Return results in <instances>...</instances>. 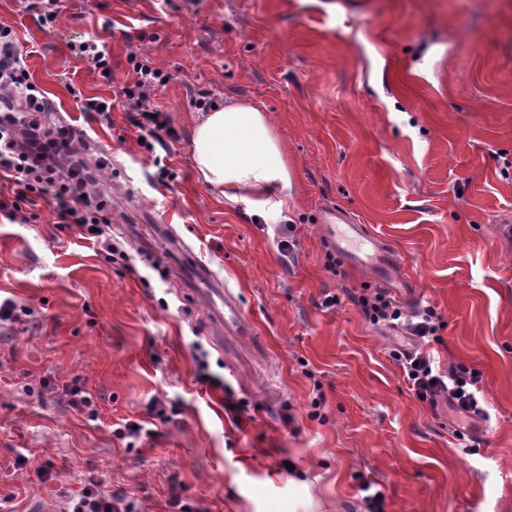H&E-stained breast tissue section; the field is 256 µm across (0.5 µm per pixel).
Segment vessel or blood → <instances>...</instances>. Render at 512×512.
Instances as JSON below:
<instances>
[{
    "instance_id": "vessel-or-blood-1",
    "label": "vessel or blood",
    "mask_w": 512,
    "mask_h": 512,
    "mask_svg": "<svg viewBox=\"0 0 512 512\" xmlns=\"http://www.w3.org/2000/svg\"><path fill=\"white\" fill-rule=\"evenodd\" d=\"M323 237L328 246L337 252L344 264L353 269L369 271L378 286L392 289L396 298H409L415 295L414 283L403 277L399 262L391 249L367 232L364 225L350 223L341 211L331 209L321 217ZM150 239L167 238L174 243L176 253L186 257L189 246L178 235L172 225L150 224L146 227ZM194 284L198 285V295L210 303L216 323L222 324L225 334L244 340L255 335L253 322L243 314L238 301L232 296L223 281L203 264L191 267Z\"/></svg>"
}]
</instances>
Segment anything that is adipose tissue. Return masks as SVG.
<instances>
[{
    "label": "adipose tissue",
    "instance_id": "adipose-tissue-1",
    "mask_svg": "<svg viewBox=\"0 0 512 512\" xmlns=\"http://www.w3.org/2000/svg\"><path fill=\"white\" fill-rule=\"evenodd\" d=\"M192 144L201 180L223 196L225 205H246L264 220L284 218L293 175L261 108L227 103L205 113L193 130Z\"/></svg>",
    "mask_w": 512,
    "mask_h": 512
}]
</instances>
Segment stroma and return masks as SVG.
I'll return each mask as SVG.
<instances>
[{
    "label": "stroma",
    "instance_id": "35a3bbf8",
    "mask_svg": "<svg viewBox=\"0 0 512 512\" xmlns=\"http://www.w3.org/2000/svg\"><path fill=\"white\" fill-rule=\"evenodd\" d=\"M57 7L47 28L23 0H0V24L57 117L108 157L100 182L121 254L60 228L44 202L33 219L0 217V299L34 311L0 324V512H58L91 479L137 512H173L175 497L191 512H366L365 482L384 512H512V250L494 233L512 214V0ZM79 35L104 40L110 78L72 55ZM132 49L171 75L151 103L175 135L151 155L115 101ZM203 94L266 112L294 176L288 221L227 207L200 180ZM90 98L113 101L109 118L86 110ZM329 208L391 246L442 315L440 342L365 321L351 297L373 280L331 265ZM147 224L174 225L259 346L225 349ZM328 294L339 305L323 307ZM423 346L480 372L489 418L476 452L454 436L447 401L421 403L392 357ZM75 379L97 420L69 405ZM128 421L150 435L117 439Z\"/></svg>",
    "mask_w": 512,
    "mask_h": 512
}]
</instances>
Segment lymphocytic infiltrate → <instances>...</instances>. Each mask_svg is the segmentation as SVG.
<instances>
[{
    "instance_id": "lymphocytic-infiltrate-1",
    "label": "lymphocytic infiltrate",
    "mask_w": 512,
    "mask_h": 512,
    "mask_svg": "<svg viewBox=\"0 0 512 512\" xmlns=\"http://www.w3.org/2000/svg\"><path fill=\"white\" fill-rule=\"evenodd\" d=\"M127 61L132 80L120 93L128 108L137 111L135 124L145 133L142 147L151 153L173 130L163 112L151 106L149 92L166 85L171 76L148 65L137 52H130ZM53 109L51 100L33 86L12 29L0 25V174L16 187L13 197L0 198V214L15 219L23 207L41 200L52 206L64 226L83 230L110 226L98 179L107 162L89 161L87 142L71 125L51 119ZM353 302L369 322L402 329L424 343L437 340L444 325L434 308L406 311L380 289L362 292ZM393 357L400 361L420 402L433 407L443 396L457 413L486 416L484 402L477 396L479 371L464 366L441 369L431 355L418 350L397 351ZM65 512H134V504L99 490L91 481L68 494Z\"/></svg>"
}]
</instances>
